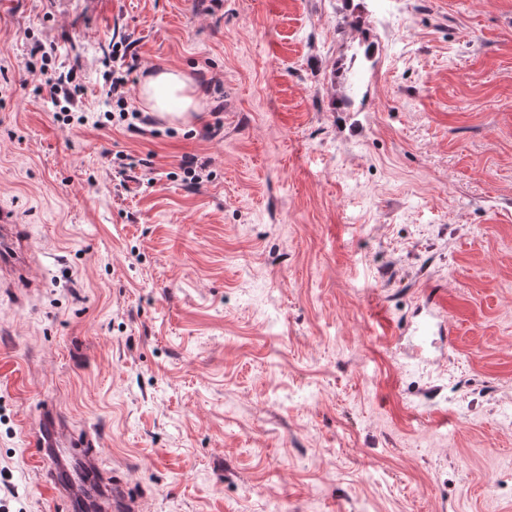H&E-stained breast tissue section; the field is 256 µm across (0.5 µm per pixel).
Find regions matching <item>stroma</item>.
I'll list each match as a JSON object with an SVG mask.
<instances>
[{
  "instance_id": "1",
  "label": "stroma",
  "mask_w": 512,
  "mask_h": 512,
  "mask_svg": "<svg viewBox=\"0 0 512 512\" xmlns=\"http://www.w3.org/2000/svg\"><path fill=\"white\" fill-rule=\"evenodd\" d=\"M119 41L202 112L63 126L30 50L93 113ZM0 64L8 512L49 402L143 512H512V0H0ZM12 216L2 211L0 214V276L9 272L19 280L26 279L29 256L22 240L15 232Z\"/></svg>"
}]
</instances>
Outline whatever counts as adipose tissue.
I'll use <instances>...</instances> for the list:
<instances>
[{
  "mask_svg": "<svg viewBox=\"0 0 512 512\" xmlns=\"http://www.w3.org/2000/svg\"><path fill=\"white\" fill-rule=\"evenodd\" d=\"M137 100L149 111L187 123L201 110L205 96L185 72L161 67L139 85Z\"/></svg>",
  "mask_w": 512,
  "mask_h": 512,
  "instance_id": "adipose-tissue-1",
  "label": "adipose tissue"
}]
</instances>
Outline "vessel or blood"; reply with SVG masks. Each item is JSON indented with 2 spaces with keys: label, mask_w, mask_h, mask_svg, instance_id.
<instances>
[{
  "label": "vessel or blood",
  "mask_w": 512,
  "mask_h": 512,
  "mask_svg": "<svg viewBox=\"0 0 512 512\" xmlns=\"http://www.w3.org/2000/svg\"><path fill=\"white\" fill-rule=\"evenodd\" d=\"M29 267V256L22 240H19L12 217L0 214V275L11 273L25 278ZM33 439L40 448H69L72 457L83 463L80 474L70 483L64 484L50 479L47 490L51 495L72 500L84 486L94 484L101 487L111 503L113 512H140L139 497L128 485L115 476L102 474L96 463L98 439L92 435L82 437L67 434L62 429L54 411H47L43 423Z\"/></svg>",
  "instance_id": "1"
}]
</instances>
